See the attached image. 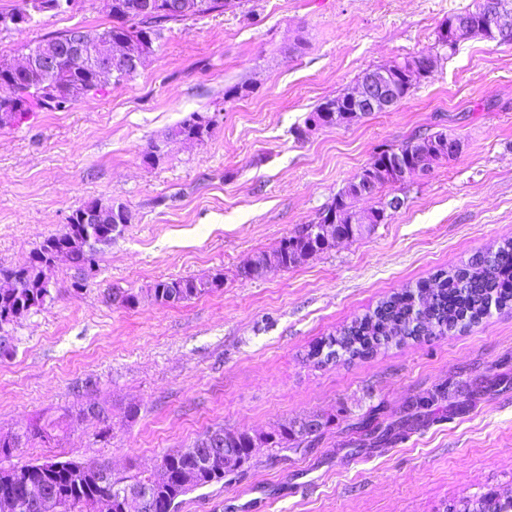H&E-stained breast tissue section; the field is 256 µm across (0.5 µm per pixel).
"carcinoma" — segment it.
<instances>
[{"label": "carcinoma", "mask_w": 512, "mask_h": 512, "mask_svg": "<svg viewBox=\"0 0 512 512\" xmlns=\"http://www.w3.org/2000/svg\"><path fill=\"white\" fill-rule=\"evenodd\" d=\"M36 13L56 11L65 13L74 9L80 0H33ZM137 0H113L112 25L123 31L134 30L136 35H152V26H157L154 42L162 38V30L167 22L156 23L135 12ZM62 79L73 85H80L85 94L95 93L100 87L91 71L67 60L62 65ZM76 101L55 100L45 94L37 95L32 100H24V105L14 113L9 127L22 123L32 112H61ZM346 106L345 95L327 98L321 102L305 123L318 126H331L333 120L324 117L326 112ZM197 112H191L169 129L168 135L183 138L197 144L205 143L212 135L217 122L203 124L195 120ZM393 147L388 146L376 151L370 161L371 165H381L379 185L400 182V178L389 173L386 166L392 162ZM354 198L351 188L346 186L336 194V198L321 215L333 213L336 216V234L353 238L362 234V225L351 224L350 200ZM99 208L112 216L121 217L123 223H129V212L123 204H115L101 199H92L77 208L68 217L65 229L48 236L37 245L29 255L28 263L18 268H0V277L12 278L21 285L19 293L0 291V330L12 331L13 322L8 320L18 308L40 311L49 297L43 293L45 285L52 279L55 265L53 254L65 250L68 252L69 264L73 268L83 269L98 262V256L84 247L78 238V230L73 220L85 209ZM309 225L302 226L294 235L284 238L270 253H263L270 267L288 270L310 256L333 245L330 240H319L308 232ZM224 281L216 277L185 276L168 278L154 283L146 291L132 288L122 290L120 306L132 309L140 304L143 295H148L157 303L175 305L211 294L223 287ZM438 291L433 302L417 306L415 291L406 288L382 300L375 309L355 321L349 329L341 332L336 343H326L328 354L339 352L351 357H366L382 347L398 343L408 337L419 335V325L426 323L440 335H447L451 330L469 327L489 316L492 309L506 306L512 302V240H506L495 249L492 261H486V253L473 257L467 264L454 270L441 272L437 282ZM85 414L83 408L66 409L60 416L47 421L38 420L26 427L15 437H23L26 442L39 441L43 444L61 436L66 429V422ZM323 426L301 424L298 427L282 426L277 432L265 437L262 444L272 448H298ZM211 432L220 433L224 439V455L212 465L204 467L199 459L205 447L194 440L192 453L183 448L170 450L162 455V467L154 468L147 474L137 473L131 476L115 478L112 467L105 462H61L46 460L41 463H29L19 467V473L9 481H0V512H54V506L35 509L26 504L30 486L39 485L47 498H54L65 506L64 512H83V503L103 501L107 512H168L176 499L189 491L218 483L224 477L241 468L250 458L254 448L253 437L246 431L219 426L207 429L203 435ZM149 492V499L132 506L127 503V489Z\"/></svg>", "instance_id": "obj_1"}]
</instances>
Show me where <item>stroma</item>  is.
Returning <instances> with one entry per match:
<instances>
[{"label":"stroma","instance_id":"stroma-1","mask_svg":"<svg viewBox=\"0 0 512 512\" xmlns=\"http://www.w3.org/2000/svg\"><path fill=\"white\" fill-rule=\"evenodd\" d=\"M471 2L234 0L168 24L127 83L0 129V268L23 265L88 200L130 213L86 290L56 266L51 301L18 320L15 354L0 360V435L93 402L111 430L101 439L97 419H76L59 442L23 444L14 461L99 460L122 477L217 425L262 436L319 420L303 448L260 446L175 512H448L490 489L512 496V305L366 359L309 355L391 294L512 239V44L476 37L448 55L436 43L440 23ZM110 23L101 0H82L1 29L0 56ZM415 53L438 56L437 67L394 110L296 139L364 70ZM242 83L248 95L225 98ZM194 111L218 113L211 139L168 142L159 164H145L149 142ZM437 131L461 139L454 158L352 200L361 213L404 198L387 223L289 270L241 276L317 222L380 147ZM180 276L224 286L174 306L104 300ZM439 391L428 418L370 444L367 423L399 421Z\"/></svg>","mask_w":512,"mask_h":512}]
</instances>
